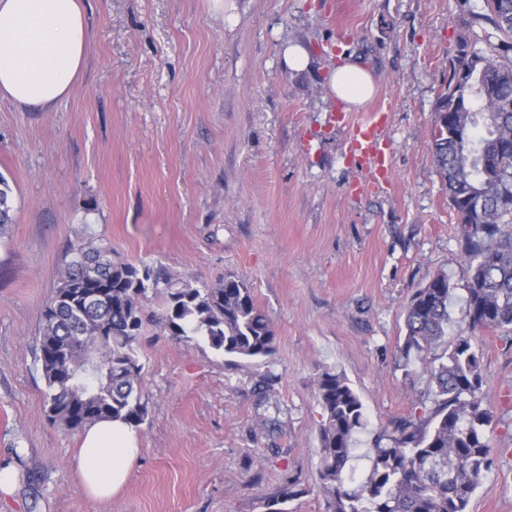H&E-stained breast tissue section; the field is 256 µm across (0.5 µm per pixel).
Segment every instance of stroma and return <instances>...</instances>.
Here are the masks:
<instances>
[{
	"mask_svg": "<svg viewBox=\"0 0 512 512\" xmlns=\"http://www.w3.org/2000/svg\"><path fill=\"white\" fill-rule=\"evenodd\" d=\"M85 66L52 111L0 101V463L22 474L0 512H322L320 373L343 374L366 426L349 473L399 420L427 413L430 374L402 351L406 306L436 274L463 298L467 266L437 170L433 112L449 48L483 0H84ZM303 44L308 70H290ZM376 77L388 172L351 159L326 84L340 55ZM177 280H246L275 332L242 360L147 325L140 455L108 501L77 471L82 430L52 424L42 312L79 239ZM492 470L469 512H512V333L480 335ZM301 494L284 499L286 479Z\"/></svg>",
	"mask_w": 512,
	"mask_h": 512,
	"instance_id": "obj_1",
	"label": "stroma"
}]
</instances>
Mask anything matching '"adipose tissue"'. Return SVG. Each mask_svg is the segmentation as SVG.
Instances as JSON below:
<instances>
[{
  "label": "adipose tissue",
  "mask_w": 512,
  "mask_h": 512,
  "mask_svg": "<svg viewBox=\"0 0 512 512\" xmlns=\"http://www.w3.org/2000/svg\"><path fill=\"white\" fill-rule=\"evenodd\" d=\"M90 41L82 0H0V99L49 111L81 74ZM330 89L348 105H365L375 79L359 61L335 70ZM139 454L133 426L102 419L84 434L77 455L85 492L107 500L126 483Z\"/></svg>",
  "instance_id": "adipose-tissue-1"
}]
</instances>
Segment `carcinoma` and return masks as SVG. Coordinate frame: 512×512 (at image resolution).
Masks as SVG:
<instances>
[{"mask_svg":"<svg viewBox=\"0 0 512 512\" xmlns=\"http://www.w3.org/2000/svg\"><path fill=\"white\" fill-rule=\"evenodd\" d=\"M471 18L491 23L500 39L483 49L475 36L458 38L436 102L433 141L467 262L462 316L470 334L447 340L454 288L446 274L414 293L403 350L430 373L434 408L408 421L392 446L371 449L369 474L357 485L348 482L345 469L353 435L366 423L363 404L343 375H319L323 512H468L491 471L486 429L492 412L482 396L474 333L512 332V201L500 198V184L512 182V0H484V12ZM11 211V188L0 176L1 236L12 223ZM150 292L160 298V308L151 312L143 304ZM147 323L188 341L201 339L226 356L256 359L275 351L273 327L244 279L175 280L143 262L113 260L104 244L79 242L43 314L39 361L54 424L72 430L106 417L136 428L144 423L139 340ZM96 326L108 332L96 370L88 369L81 352L68 361L57 356ZM448 344L449 351L428 358Z\"/></svg>","mask_w":512,"mask_h":512,"instance_id":"1","label":"carcinoma"}]
</instances>
